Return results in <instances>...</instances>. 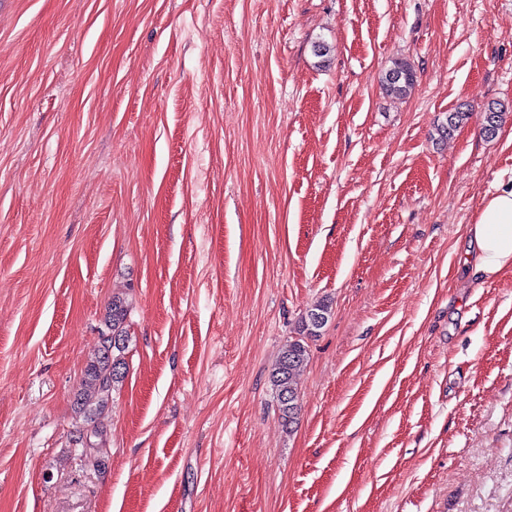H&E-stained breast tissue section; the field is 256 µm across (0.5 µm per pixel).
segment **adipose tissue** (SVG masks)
I'll return each mask as SVG.
<instances>
[{
  "label": "adipose tissue",
  "instance_id": "obj_1",
  "mask_svg": "<svg viewBox=\"0 0 512 512\" xmlns=\"http://www.w3.org/2000/svg\"><path fill=\"white\" fill-rule=\"evenodd\" d=\"M467 234L475 272H512V181L484 199Z\"/></svg>",
  "mask_w": 512,
  "mask_h": 512
}]
</instances>
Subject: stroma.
Here are the masks:
<instances>
[{
    "label": "stroma",
    "mask_w": 512,
    "mask_h": 512,
    "mask_svg": "<svg viewBox=\"0 0 512 512\" xmlns=\"http://www.w3.org/2000/svg\"><path fill=\"white\" fill-rule=\"evenodd\" d=\"M509 179L512 0H0V512H512V272L461 262ZM417 76L413 66L404 59H396L382 77L383 90L388 96L404 97L415 86ZM128 310L124 298L113 296L106 318L109 335L103 336L98 356L86 366L84 372L83 389L77 404L86 426L77 432L76 442L86 452L87 449L98 453L104 450L102 441L93 443L90 439L100 437V430L95 425L96 417L107 407L112 392L123 382L126 373ZM330 307L326 303H320L306 312L301 321V330L304 337H316L321 333L329 319ZM308 358L302 339L288 341L281 350L277 371L272 376L278 410L285 425L296 422L299 411V392L293 378Z\"/></svg>",
    "instance_id": "1"
}]
</instances>
